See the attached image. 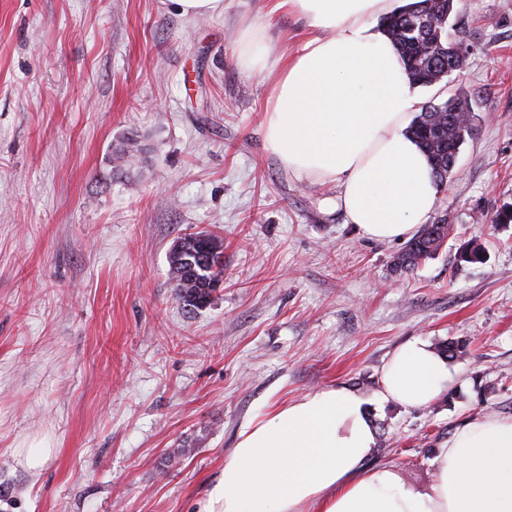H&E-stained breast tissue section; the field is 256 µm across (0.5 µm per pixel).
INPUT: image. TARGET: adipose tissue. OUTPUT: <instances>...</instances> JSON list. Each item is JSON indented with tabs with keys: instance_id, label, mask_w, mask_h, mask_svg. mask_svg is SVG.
<instances>
[{
	"instance_id": "1",
	"label": "adipose tissue",
	"mask_w": 512,
	"mask_h": 512,
	"mask_svg": "<svg viewBox=\"0 0 512 512\" xmlns=\"http://www.w3.org/2000/svg\"><path fill=\"white\" fill-rule=\"evenodd\" d=\"M411 0H277L311 36L276 55L262 24L243 25L239 67L278 71L264 114L267 147L297 179L333 183L360 235L406 240L439 201L432 168L409 133L417 98L380 24ZM456 383L444 355L411 339L385 363L376 398L428 406ZM377 431L366 400L327 387L247 421L204 512H512V417L477 416L436 450L423 491L391 467H369Z\"/></svg>"
}]
</instances>
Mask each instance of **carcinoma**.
Wrapping results in <instances>:
<instances>
[{
    "mask_svg": "<svg viewBox=\"0 0 512 512\" xmlns=\"http://www.w3.org/2000/svg\"><path fill=\"white\" fill-rule=\"evenodd\" d=\"M459 4L460 0H415L386 20L385 30L400 54L410 85L430 87L448 77L447 44L455 36L451 18L458 14ZM473 126L474 115L461 97L425 105L414 119L412 134L426 152L440 186L452 177L454 153L472 135ZM449 231L446 224L424 225L398 253L394 267L410 270L433 258ZM460 259L481 263L484 250L479 244L467 243ZM169 265L178 299L189 307L204 308L217 292L214 283L224 279L223 242L210 232L187 234L170 250ZM437 350L449 358L467 355L462 341L442 343Z\"/></svg>",
    "mask_w": 512,
    "mask_h": 512,
    "instance_id": "carcinoma-1",
    "label": "carcinoma"
}]
</instances>
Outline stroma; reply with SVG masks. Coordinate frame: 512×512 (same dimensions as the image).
Here are the masks:
<instances>
[{"instance_id":"obj_1","label":"stroma","mask_w":512,"mask_h":512,"mask_svg":"<svg viewBox=\"0 0 512 512\" xmlns=\"http://www.w3.org/2000/svg\"><path fill=\"white\" fill-rule=\"evenodd\" d=\"M305 22L269 0L186 19L168 0H0V512H204L242 426L268 404L346 385L368 401L371 464L427 489L433 450L480 413L512 416V0H465L464 69L416 88L475 116L433 220L435 258L359 235L331 184L266 146L272 79L236 39ZM142 152L110 159L123 139ZM224 241V284L189 310L168 252ZM467 242L481 263L458 257ZM463 340L448 396L376 399L393 351Z\"/></svg>"}]
</instances>
